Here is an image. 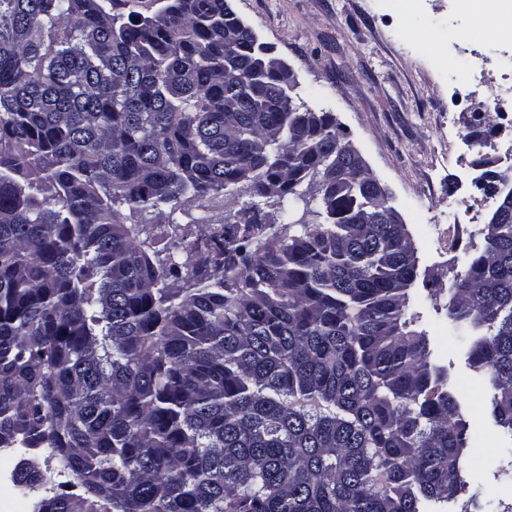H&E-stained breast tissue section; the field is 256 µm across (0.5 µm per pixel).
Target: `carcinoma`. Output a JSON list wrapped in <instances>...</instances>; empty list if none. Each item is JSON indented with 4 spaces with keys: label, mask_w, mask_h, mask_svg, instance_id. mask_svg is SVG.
<instances>
[{
    "label": "carcinoma",
    "mask_w": 512,
    "mask_h": 512,
    "mask_svg": "<svg viewBox=\"0 0 512 512\" xmlns=\"http://www.w3.org/2000/svg\"><path fill=\"white\" fill-rule=\"evenodd\" d=\"M0 0V451L33 512H430L469 485L448 369L409 329L418 258L229 0ZM234 73L224 71V57ZM485 168L497 197L512 172ZM253 203L197 258L132 211ZM300 232L287 234L291 227ZM448 285V336L512 441V211ZM190 285H180L182 271ZM238 205H231L234 210L239 209L242 207L243 203H249V202H258V199H250L248 196H243L239 200ZM259 207L261 209V214L263 218V222L266 224H274L275 229L281 228L283 224V217L286 216L288 213L295 214L296 218H299L302 215L303 212V202L293 196H286L281 200L280 205L275 207L266 206L263 204V202H258Z\"/></svg>",
    "instance_id": "obj_1"
}]
</instances>
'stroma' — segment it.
Wrapping results in <instances>:
<instances>
[{"mask_svg":"<svg viewBox=\"0 0 512 512\" xmlns=\"http://www.w3.org/2000/svg\"><path fill=\"white\" fill-rule=\"evenodd\" d=\"M235 12L292 70L293 96L334 115L401 213L418 257L409 294L414 330L425 332L433 360L448 369L470 424L464 462L470 483H482L512 504V460L501 455L491 417V392L478 385L467 358L444 329L448 293L463 274L478 234L497 202L476 186L486 158L512 166V36L478 24L459 0H422L424 14L404 19L381 0H230ZM479 43L484 78L459 81L448 58L455 34ZM492 110L496 134L476 146L468 134ZM456 190H449V182ZM224 215L223 197L185 200L162 213L125 211L128 224L146 225L155 247L186 259L199 227Z\"/></svg>","mask_w":512,"mask_h":512,"instance_id":"1","label":"stroma"}]
</instances>
